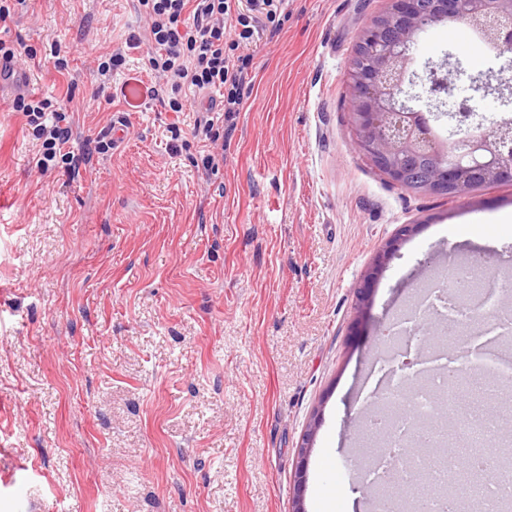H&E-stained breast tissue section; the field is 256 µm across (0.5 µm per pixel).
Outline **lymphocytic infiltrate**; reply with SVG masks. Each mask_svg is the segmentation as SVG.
Wrapping results in <instances>:
<instances>
[{
  "label": "lymphocytic infiltrate",
  "instance_id": "obj_1",
  "mask_svg": "<svg viewBox=\"0 0 512 512\" xmlns=\"http://www.w3.org/2000/svg\"><path fill=\"white\" fill-rule=\"evenodd\" d=\"M150 20L148 63L156 76L170 85V111H182L185 103L178 93L216 91L222 112L193 128L194 135L217 144L221 125H234L243 98L244 74L252 57L248 48L266 24L283 14L285 0H139ZM234 27L237 37L225 42L224 30ZM17 111L23 112L35 140L41 143L36 165L49 169L76 165L73 152L64 146L71 128L61 103L49 99L17 98Z\"/></svg>",
  "mask_w": 512,
  "mask_h": 512
}]
</instances>
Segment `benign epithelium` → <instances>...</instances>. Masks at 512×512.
Instances as JSON below:
<instances>
[{
  "label": "benign epithelium",
  "instance_id": "benign-epithelium-1",
  "mask_svg": "<svg viewBox=\"0 0 512 512\" xmlns=\"http://www.w3.org/2000/svg\"><path fill=\"white\" fill-rule=\"evenodd\" d=\"M468 19L479 31V39L504 60L500 72L512 67V0H429L421 11L418 0H388V9L364 32L373 47L371 57L362 64L350 63L345 84L351 101L352 125L357 144L366 161L388 181L405 186L419 170L423 160L432 172L415 180L418 190L434 194L450 193L462 197L475 185L473 175L486 182L512 177V116L469 123L456 119L448 107V135L436 132L430 122L433 110L419 107L422 96L407 87L420 85L433 92L428 66L419 75L415 62L417 36L438 22ZM416 225L403 224L380 253L369 276L379 274L388 255L399 243L409 239Z\"/></svg>",
  "mask_w": 512,
  "mask_h": 512
}]
</instances>
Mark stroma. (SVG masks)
Wrapping results in <instances>:
<instances>
[{
	"label": "stroma",
	"instance_id": "stroma-1",
	"mask_svg": "<svg viewBox=\"0 0 512 512\" xmlns=\"http://www.w3.org/2000/svg\"><path fill=\"white\" fill-rule=\"evenodd\" d=\"M387 0H288L264 33L242 109L207 170L154 86L138 0H26L5 40L30 49L25 96L71 97L77 169L41 171L14 95L0 98V512H368L364 421L390 330L435 284L439 250L481 251L512 273V184L462 198L390 183L356 150L345 74ZM461 23L418 37L416 71L469 47L470 74L500 62ZM125 62L109 81L97 67ZM121 117L108 154L94 142ZM400 244L359 289L400 225ZM486 233L483 245L462 229ZM464 328L441 359L495 348ZM317 423L307 455L301 438Z\"/></svg>",
	"mask_w": 512,
	"mask_h": 512
}]
</instances>
